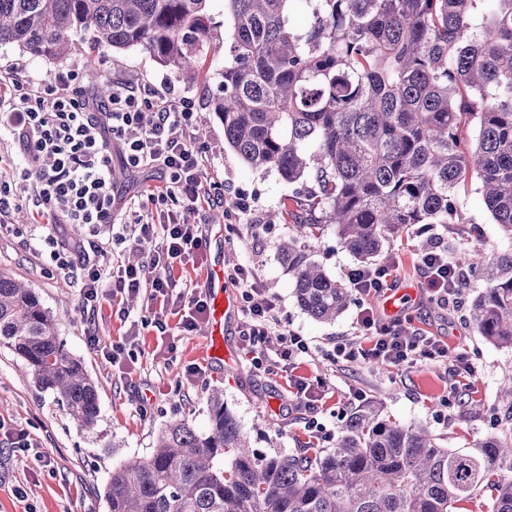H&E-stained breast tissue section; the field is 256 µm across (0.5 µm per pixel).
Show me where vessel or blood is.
I'll use <instances>...</instances> for the list:
<instances>
[{
    "label": "vessel or blood",
    "mask_w": 512,
    "mask_h": 512,
    "mask_svg": "<svg viewBox=\"0 0 512 512\" xmlns=\"http://www.w3.org/2000/svg\"><path fill=\"white\" fill-rule=\"evenodd\" d=\"M205 296L208 301V316L205 321L206 337L200 356L208 362L221 364L232 358L229 349L224 346V325L228 319L238 315L236 300L224 288L223 256H213L209 261Z\"/></svg>",
    "instance_id": "b4317fda"
}]
</instances>
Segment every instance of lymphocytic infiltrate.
Listing matches in <instances>:
<instances>
[{
    "instance_id": "lymphocytic-infiltrate-1",
    "label": "lymphocytic infiltrate",
    "mask_w": 512,
    "mask_h": 512,
    "mask_svg": "<svg viewBox=\"0 0 512 512\" xmlns=\"http://www.w3.org/2000/svg\"><path fill=\"white\" fill-rule=\"evenodd\" d=\"M73 81L70 75L19 73L0 88V133L11 136L20 149L9 179L0 180V223L21 194L36 218L55 228L84 227V235L73 241L51 234L43 239L57 271L78 272L83 305H95L104 296L144 292L150 300L181 310L182 330L195 331L207 302L202 295L177 291L174 267L200 255L206 245L200 225L190 223L188 214L224 204L222 194L202 189L206 156L192 132L195 101L171 98L151 83L114 79L107 99L93 104ZM117 154L130 171L160 170V185L145 192L153 214L117 221L112 212V160ZM126 243L145 253L146 262L107 265L109 246ZM418 268L431 300L444 305L458 293L461 277L447 250L436 244L424 247ZM229 278L241 288L243 308L251 318L244 334L249 353H261L274 332L279 335V362L290 365L309 353L308 338L280 328L276 298L249 266L236 265ZM356 328L363 343L336 342L329 353L332 362L409 367L448 355L440 340L408 332L401 320L383 321L364 306Z\"/></svg>"
}]
</instances>
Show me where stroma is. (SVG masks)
<instances>
[{
  "instance_id": "1",
  "label": "stroma",
  "mask_w": 512,
  "mask_h": 512,
  "mask_svg": "<svg viewBox=\"0 0 512 512\" xmlns=\"http://www.w3.org/2000/svg\"><path fill=\"white\" fill-rule=\"evenodd\" d=\"M223 66L224 48L218 44L210 46L203 74L193 83L139 49L123 53L122 64L116 67L111 52L85 43L63 61L34 56L14 44L0 45V77L4 79L20 67L40 76L71 72L80 92L94 100L98 94L88 76L93 67L107 81L149 82L173 96L195 98L196 139L208 156L205 183L223 191L224 204L191 214L190 219L202 225L212 249L223 251L225 269L237 263L253 266L277 299L281 323L310 340L312 351L295 373L322 379L323 399L315 411L305 410L289 396L285 372L254 366L251 355L243 350L247 320L243 314L224 327V341L236 356L230 364L201 365L198 350L203 330L180 331L179 318L172 314L166 317L167 334L150 326L135 341H128L129 324L114 314L111 299H101L95 310H86L78 283L52 270L39 251L47 229L33 223L32 208L20 202L9 226L0 230V273L34 289L55 316L67 349L84 363L97 386L100 413L93 429L78 427L57 397L39 389L22 360L1 345L0 422L7 429L26 430L33 446L24 453L12 451L0 433V512H107L104 489L112 470L150 455L159 434L171 422L186 419L197 431H208V398L215 390L223 392L225 407L247 433L252 448L266 455L311 457L335 447L343 416L362 402L376 403L383 416L404 425L427 428L447 448L465 449L477 440L512 436V405L501 396L502 386L512 380V349L487 341L468 319L481 282L471 281L457 300L442 307L422 292L416 268L418 254L430 236L452 253L467 248L488 257L512 247V234L495 224L485 207L479 181L459 192L464 223L432 224L423 232L410 228L387 243L381 254L382 259L398 265L396 285L406 291L400 314L407 327L447 344L448 360L421 361L403 368L331 362L327 352L334 342L357 336L358 305L350 303L333 322L314 320L298 306L279 255V245L292 235L293 226L276 217L296 187L276 172H253L225 149L224 127L210 110ZM159 183L158 171L133 173L121 160H114L115 216L130 219L131 203ZM239 199L249 204L248 212L235 208ZM313 258L340 281L357 265L341 246L332 224L323 226ZM90 331L98 336L102 348L123 345L121 358L113 362L90 349L86 343ZM460 353L469 356L475 373L454 398L448 394V380L451 360ZM194 366L200 372L193 376L189 370ZM312 416L329 433L314 449L306 431Z\"/></svg>"
}]
</instances>
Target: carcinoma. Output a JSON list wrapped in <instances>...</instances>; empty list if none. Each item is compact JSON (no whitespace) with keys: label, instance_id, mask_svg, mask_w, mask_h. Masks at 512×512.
Segmentation results:
<instances>
[{"label":"carcinoma","instance_id":"1","mask_svg":"<svg viewBox=\"0 0 512 512\" xmlns=\"http://www.w3.org/2000/svg\"><path fill=\"white\" fill-rule=\"evenodd\" d=\"M210 0H0V44L63 60L80 42L118 54L139 48L194 80L214 26ZM224 69L211 111L224 146L252 171L309 186L319 214L292 220L279 247L300 308L332 321L352 290L298 238L333 224L369 268L416 224H463L458 192L480 181L495 223L512 231V0H224ZM484 289L470 317L486 340L512 348V250L455 258ZM0 344L36 385L92 428L98 395L57 322L31 288L0 273ZM210 426L162 431L152 454L112 471L108 512H512V440L443 447L424 427L364 403L336 448L259 454L224 396Z\"/></svg>","mask_w":512,"mask_h":512}]
</instances>
